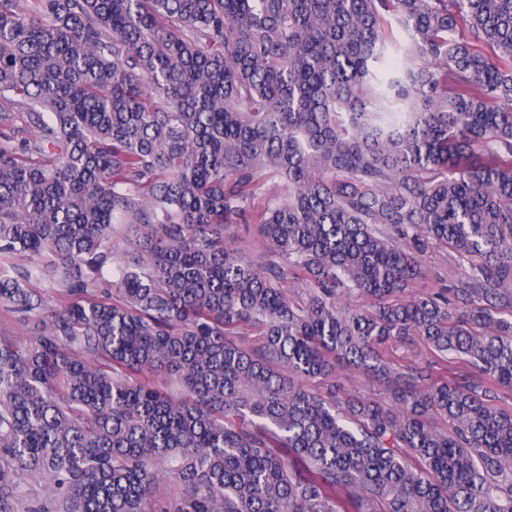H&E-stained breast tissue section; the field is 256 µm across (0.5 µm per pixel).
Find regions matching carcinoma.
<instances>
[{
	"label": "carcinoma",
	"mask_w": 512,
	"mask_h": 512,
	"mask_svg": "<svg viewBox=\"0 0 512 512\" xmlns=\"http://www.w3.org/2000/svg\"><path fill=\"white\" fill-rule=\"evenodd\" d=\"M14 257L0 512H512V0H0ZM422 266L427 277L416 284L414 291L417 294L431 288H448L460 271L456 255L441 247L429 248L423 256ZM382 355L394 365L426 366L437 358V353L420 341L411 343L392 342L381 349ZM344 392L378 401L384 405L391 403V391L386 383L374 378L354 374L343 377Z\"/></svg>",
	"instance_id": "1"
}]
</instances>
